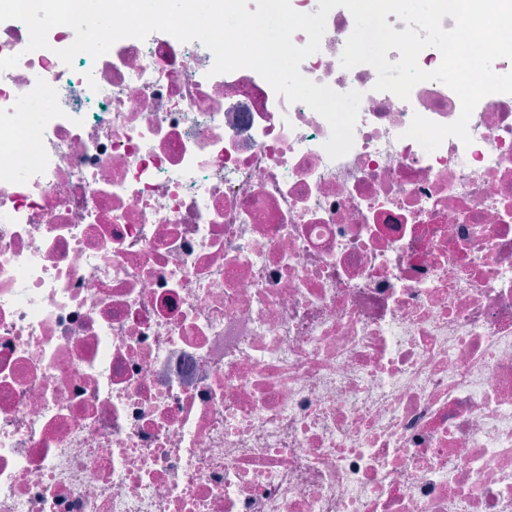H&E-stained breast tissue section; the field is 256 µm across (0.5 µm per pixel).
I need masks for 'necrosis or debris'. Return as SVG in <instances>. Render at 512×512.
Instances as JSON below:
<instances>
[{"instance_id":"4bbe7bcc","label":"necrosis or debris","mask_w":512,"mask_h":512,"mask_svg":"<svg viewBox=\"0 0 512 512\" xmlns=\"http://www.w3.org/2000/svg\"><path fill=\"white\" fill-rule=\"evenodd\" d=\"M362 92L354 145L199 41L0 23V512H512V95L470 145Z\"/></svg>"}]
</instances>
